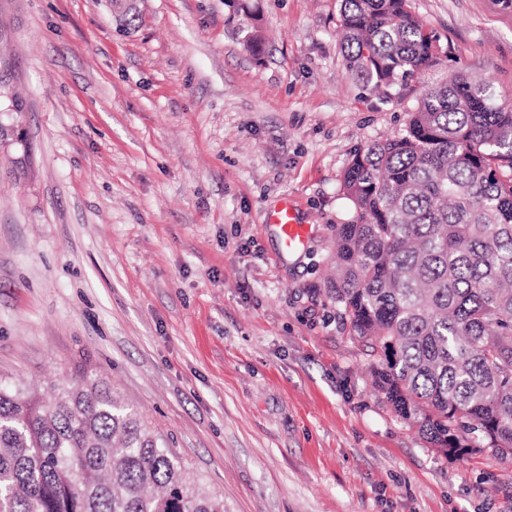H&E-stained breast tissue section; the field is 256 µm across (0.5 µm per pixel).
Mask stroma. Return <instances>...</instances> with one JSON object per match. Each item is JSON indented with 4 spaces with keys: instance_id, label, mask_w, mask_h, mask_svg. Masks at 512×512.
I'll list each match as a JSON object with an SVG mask.
<instances>
[{
    "instance_id": "1",
    "label": "stroma",
    "mask_w": 512,
    "mask_h": 512,
    "mask_svg": "<svg viewBox=\"0 0 512 512\" xmlns=\"http://www.w3.org/2000/svg\"><path fill=\"white\" fill-rule=\"evenodd\" d=\"M0 0L25 114L0 152V377L87 360L225 512H512V461L444 455L371 385L327 292L356 149L462 72L512 109V0H410L441 60L379 94L339 0ZM309 229L288 253L265 214Z\"/></svg>"
}]
</instances>
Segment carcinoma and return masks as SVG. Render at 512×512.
<instances>
[{
	"mask_svg": "<svg viewBox=\"0 0 512 512\" xmlns=\"http://www.w3.org/2000/svg\"><path fill=\"white\" fill-rule=\"evenodd\" d=\"M347 72L380 91L437 65L409 0H340ZM328 288L395 414L448 456L512 461V110L458 73L355 151ZM0 512H224L87 364L47 399L0 380Z\"/></svg>",
	"mask_w": 512,
	"mask_h": 512,
	"instance_id": "cac0c4a2",
	"label": "carcinoma"
}]
</instances>
